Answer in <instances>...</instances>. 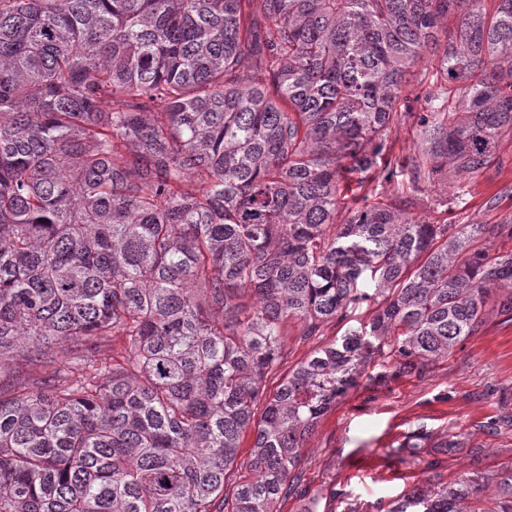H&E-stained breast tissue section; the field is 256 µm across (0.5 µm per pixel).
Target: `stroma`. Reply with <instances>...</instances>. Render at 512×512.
I'll list each match as a JSON object with an SVG mask.
<instances>
[{"instance_id": "35a3bbf8", "label": "stroma", "mask_w": 512, "mask_h": 512, "mask_svg": "<svg viewBox=\"0 0 512 512\" xmlns=\"http://www.w3.org/2000/svg\"><path fill=\"white\" fill-rule=\"evenodd\" d=\"M500 165L462 179L464 203L449 209L437 206L444 187L429 189L420 215L451 224H498L512 218V135L496 145ZM494 208H487L489 199ZM372 305H362L305 337L297 323H286L282 363L267 381L276 389L288 371L316 347L346 330L368 323ZM389 362L372 357L360 384L339 400L308 439L299 469L306 495L288 494L279 512H392L414 487L431 474L450 482L481 465L497 470L512 465V430L491 434L484 422L512 412V401L501 403L491 390L512 386V321L489 315L476 335L462 340L446 358L422 376H387ZM464 433V448L445 452L449 434ZM425 440L418 456L398 454L414 434Z\"/></svg>"}]
</instances>
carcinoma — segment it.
<instances>
[{
	"label": "carcinoma",
	"mask_w": 512,
	"mask_h": 512,
	"mask_svg": "<svg viewBox=\"0 0 512 512\" xmlns=\"http://www.w3.org/2000/svg\"><path fill=\"white\" fill-rule=\"evenodd\" d=\"M493 3L0 0V512H277L372 355L421 376L512 320V253L488 250L512 219L415 215L512 133V0ZM355 173L411 190L350 207ZM364 301V328L268 391L286 322L311 336ZM410 508L512 512V466L434 475ZM436 63L429 56H425L415 68L412 69V75L409 76L404 95L408 98L409 112H423L426 107V97L429 91V79L423 80L428 73L435 70Z\"/></svg>",
	"instance_id": "obj_1"
}]
</instances>
